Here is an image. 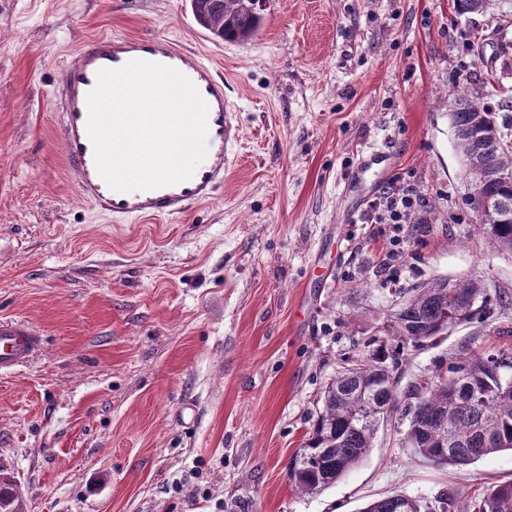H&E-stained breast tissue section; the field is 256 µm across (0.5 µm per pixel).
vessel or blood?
<instances>
[{
  "label": "vessel or blood",
  "instance_id": "obj_1",
  "mask_svg": "<svg viewBox=\"0 0 512 512\" xmlns=\"http://www.w3.org/2000/svg\"><path fill=\"white\" fill-rule=\"evenodd\" d=\"M142 60L171 67L187 77L208 107L206 155L193 175L180 183L150 190L120 192L100 175L87 131V97L102 69H118ZM62 121L60 136L66 162L80 196L117 218L176 217L210 200L232 165L239 138L235 106L224 79L210 64L189 55L174 40L152 35H101L83 42L65 61L53 89ZM39 331L23 320L0 319V371L29 362L42 348Z\"/></svg>",
  "mask_w": 512,
  "mask_h": 512
}]
</instances>
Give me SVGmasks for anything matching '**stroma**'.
<instances>
[{"instance_id": "stroma-1", "label": "stroma", "mask_w": 512, "mask_h": 512, "mask_svg": "<svg viewBox=\"0 0 512 512\" xmlns=\"http://www.w3.org/2000/svg\"><path fill=\"white\" fill-rule=\"evenodd\" d=\"M505 13L512 0L469 17L452 0H268L230 43L189 0H0V318L45 338L0 374V460L25 512H360L512 481L511 451L460 467L404 447V399L336 484L288 478L392 289L464 276L512 298V253L473 221L448 115L468 80L493 74L495 102L512 91ZM102 34L171 38L229 84L233 173L184 216L117 219L78 193L52 89ZM371 146L392 158L365 185L414 188L412 223H362L344 194ZM467 346L512 349V306L412 352L405 381Z\"/></svg>"}]
</instances>
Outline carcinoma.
I'll list each match as a JSON object with an SVG mask.
<instances>
[{"label": "carcinoma", "instance_id": "obj_1", "mask_svg": "<svg viewBox=\"0 0 512 512\" xmlns=\"http://www.w3.org/2000/svg\"><path fill=\"white\" fill-rule=\"evenodd\" d=\"M494 0H453V11L463 17L494 9ZM222 40L240 42L260 28L263 16L251 0H224ZM486 94L468 86L456 90L449 102V116L459 155L473 151L477 121L484 117L497 122L496 112L485 102ZM480 159L489 169L512 174V147L507 140H489L481 147ZM471 212L488 204L512 214V178L493 180L482 194L467 197ZM478 229L499 251L512 253V221L504 224L481 222ZM406 303L389 312L373 334L363 342L356 357L341 360L336 373L322 392V407L308 438L291 457L288 476L291 486L302 494H313L333 485L368 454L380 415L394 406L403 379L402 365L409 352L436 342L438 336L475 319L487 305L485 284L461 278L460 291L445 287L437 278L404 292ZM512 370V351L494 353L464 348L448 364L436 366L433 381L407 386L415 400L404 442L434 464L465 466L504 450H512V386L503 381ZM463 492L452 489L439 505L402 494L374 500L363 512H454ZM0 512H24L16 476L0 463ZM468 512H512V481L488 488L470 501Z\"/></svg>", "mask_w": 512, "mask_h": 512}]
</instances>
